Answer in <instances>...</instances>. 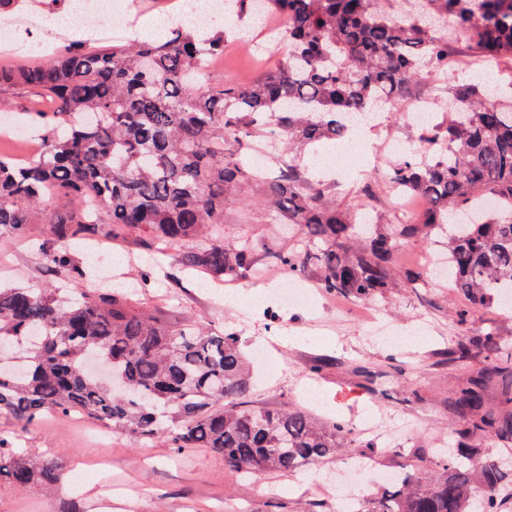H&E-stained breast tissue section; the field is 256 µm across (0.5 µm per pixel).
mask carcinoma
<instances>
[{"label":"carcinoma","mask_w":512,"mask_h":512,"mask_svg":"<svg viewBox=\"0 0 512 512\" xmlns=\"http://www.w3.org/2000/svg\"><path fill=\"white\" fill-rule=\"evenodd\" d=\"M421 0L396 11L387 0H262L285 22L283 66L249 82L210 79L209 60L224 55V31L171 24L162 41L133 40L88 50L75 44L51 58L0 64V96L37 95L33 116L44 150L24 164L0 154V239L29 241V225L49 226L36 245L45 272L77 286L88 272L71 253L84 236L149 237L176 262L214 282L256 264L259 244L224 243V207L261 203L301 232V249L277 254L293 277L315 265L327 295L368 301L423 279L394 260L401 241L438 242L453 287L473 313L512 295V0ZM465 40L473 59L503 64L509 80L448 89V125L421 130L418 147L387 177L391 191L424 198L416 219L383 224L372 184L353 210L306 176L294 146L342 139L352 120L388 111L429 70L454 65L448 40ZM288 139L273 175L247 167L242 151L268 126ZM0 349L21 369L0 368V413L24 426L47 414L85 413L135 441L163 439L176 451L209 448L237 471L288 477L336 453L358 451L350 422L305 408L252 400L238 337L194 322L173 325L140 310L124 292L0 286ZM481 357L483 375L460 389V435L512 439V353L489 331L462 345ZM499 386L496 403L484 389ZM460 464L454 449L423 476L412 457L360 512H497L512 491V469L478 452ZM63 465L21 457L0 435V477L51 486Z\"/></svg>","instance_id":"obj_1"}]
</instances>
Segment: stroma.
Returning a JSON list of instances; mask_svg holds the SVG:
<instances>
[{
    "instance_id": "obj_1",
    "label": "stroma",
    "mask_w": 512,
    "mask_h": 512,
    "mask_svg": "<svg viewBox=\"0 0 512 512\" xmlns=\"http://www.w3.org/2000/svg\"><path fill=\"white\" fill-rule=\"evenodd\" d=\"M165 2L124 0L122 16L89 18L73 36L92 49L124 43L145 19L164 18ZM223 27L224 60L212 70L213 78L239 83L276 69L288 54L287 42H271L260 27L247 34L233 20L224 21ZM424 98L429 99L436 122H448L447 99L434 96L423 78L405 92L400 111L382 114L380 126L365 125L335 142L305 146L303 165L313 178L330 182L340 207H356L365 178H385L387 137L417 146L420 131L406 110ZM249 194V203L225 208L224 239H259L268 248L258 254L257 273L240 279L237 287H217L174 264L157 266L153 245L136 240L113 246L111 258L94 266L96 278L129 285L138 270H151L150 284L135 290L143 310L173 322L198 321L218 335L236 333L245 354L259 348L267 353L269 367H252L257 405L301 406L305 399L299 384L315 386L323 412L355 427L362 429L370 413H379L373 430L361 436L373 444L371 462L377 468L391 469L414 455L420 458L423 473H430L438 449L457 444L460 422L452 404L460 386L481 369L478 360L451 354L464 331L455 317L463 296L446 282L428 279L370 300L366 305L381 320L408 337L401 352L389 350L360 323L365 304L343 296L319 293L309 306L275 300L235 306L239 292L265 294L281 287L284 279L273 253L300 242L298 231L259 203V186H251ZM1 257L8 264L7 281L39 287L49 279L25 243L0 241ZM294 328L331 334L336 344L280 348L278 336ZM316 361L323 368L313 375L308 368ZM363 366L373 371V380L359 375ZM99 431L78 414L43 418L24 429L0 414V433L10 435L14 452L60 460L66 466L63 479L50 493L1 479L0 512H224L228 506L241 512H336V471L349 460L339 454L292 478L263 470L248 477L226 467L222 456L206 448L178 455L166 442L136 443L118 433L104 444L97 439Z\"/></svg>"
}]
</instances>
